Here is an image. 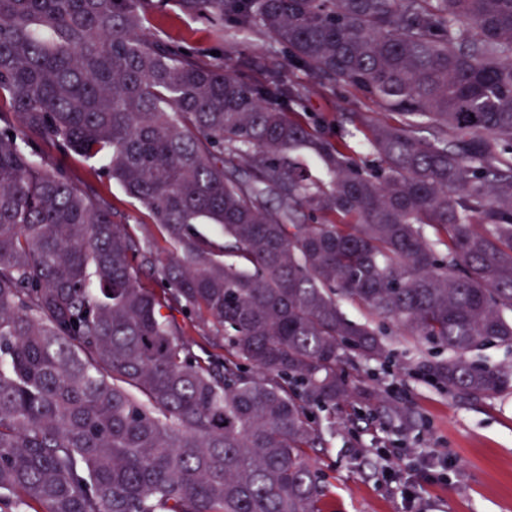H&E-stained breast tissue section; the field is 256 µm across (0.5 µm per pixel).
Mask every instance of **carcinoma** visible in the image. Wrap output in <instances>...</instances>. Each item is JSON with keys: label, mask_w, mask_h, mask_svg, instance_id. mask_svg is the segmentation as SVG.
<instances>
[{"label": "carcinoma", "mask_w": 512, "mask_h": 512, "mask_svg": "<svg viewBox=\"0 0 512 512\" xmlns=\"http://www.w3.org/2000/svg\"><path fill=\"white\" fill-rule=\"evenodd\" d=\"M159 2L396 119L333 141L307 84L166 38L153 0H0V512H320L318 413L390 357L338 297L448 350V391L512 388L468 359L512 346V0ZM224 52V63L229 67H235L239 56L267 55L271 62L279 69L285 63V51L277 46L263 32L258 30L240 31L224 23V43L220 45ZM66 163L77 179L101 187L112 200V206L122 214L127 224L140 236L154 241L159 253L164 250L166 242L160 225L154 224L149 213L135 200L128 197L118 183L108 182L102 178V182H100L99 177L95 174L100 167L98 163L85 161L77 155H71L66 159Z\"/></svg>", "instance_id": "1"}]
</instances>
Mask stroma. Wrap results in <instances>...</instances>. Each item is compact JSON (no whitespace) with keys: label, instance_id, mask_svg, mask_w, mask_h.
<instances>
[{"label":"stroma","instance_id":"1","mask_svg":"<svg viewBox=\"0 0 512 512\" xmlns=\"http://www.w3.org/2000/svg\"><path fill=\"white\" fill-rule=\"evenodd\" d=\"M155 25L201 48L220 46L230 67L244 54L285 63L284 49L258 30L225 27L219 45L205 23L190 17H161ZM305 107L307 120L324 122L330 136L337 113L374 109L351 88L316 84ZM67 163L80 181L101 185L140 236L165 248L160 225L118 183L100 181L98 163L76 155ZM387 331L392 361L348 368L364 403L356 412L338 409L326 447L309 455L326 475L321 512H512V393L478 400L450 393L420 373L433 358L428 342L409 340L392 325Z\"/></svg>","mask_w":512,"mask_h":512}]
</instances>
